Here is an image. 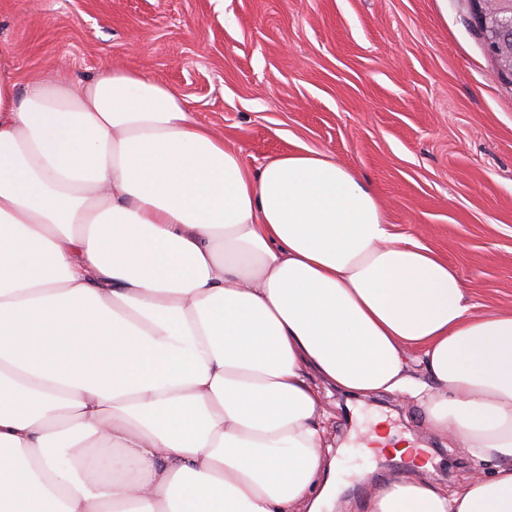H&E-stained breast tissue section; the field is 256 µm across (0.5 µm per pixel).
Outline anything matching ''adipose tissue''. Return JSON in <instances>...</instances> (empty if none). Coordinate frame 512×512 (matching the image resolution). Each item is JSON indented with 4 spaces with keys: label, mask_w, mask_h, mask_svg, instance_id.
<instances>
[{
    "label": "adipose tissue",
    "mask_w": 512,
    "mask_h": 512,
    "mask_svg": "<svg viewBox=\"0 0 512 512\" xmlns=\"http://www.w3.org/2000/svg\"><path fill=\"white\" fill-rule=\"evenodd\" d=\"M0 49V512H321L333 386L422 399L478 468L365 512H512V311L305 150L258 169L143 71Z\"/></svg>",
    "instance_id": "obj_1"
}]
</instances>
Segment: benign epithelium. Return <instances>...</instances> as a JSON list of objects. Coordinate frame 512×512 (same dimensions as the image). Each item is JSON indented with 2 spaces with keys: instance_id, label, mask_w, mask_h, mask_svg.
Instances as JSON below:
<instances>
[{
  "instance_id": "obj_1",
  "label": "benign epithelium",
  "mask_w": 512,
  "mask_h": 512,
  "mask_svg": "<svg viewBox=\"0 0 512 512\" xmlns=\"http://www.w3.org/2000/svg\"><path fill=\"white\" fill-rule=\"evenodd\" d=\"M473 17L500 74L512 84V0H471Z\"/></svg>"
}]
</instances>
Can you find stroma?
<instances>
[{"label":"stroma","instance_id":"stroma-1","mask_svg":"<svg viewBox=\"0 0 512 512\" xmlns=\"http://www.w3.org/2000/svg\"><path fill=\"white\" fill-rule=\"evenodd\" d=\"M0 46L20 82L61 65L88 79L133 67L184 96L191 116L251 167L315 150L375 191L393 234L454 265L482 310L512 309V84L487 53L469 0H0ZM335 512H363L418 449L432 480L474 466L427 429L419 401L332 390Z\"/></svg>","mask_w":512,"mask_h":512}]
</instances>
